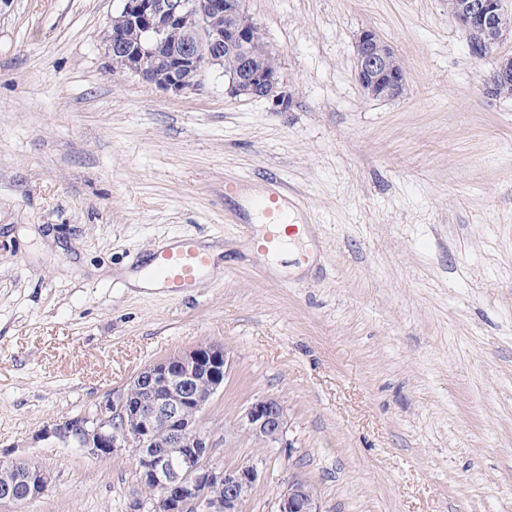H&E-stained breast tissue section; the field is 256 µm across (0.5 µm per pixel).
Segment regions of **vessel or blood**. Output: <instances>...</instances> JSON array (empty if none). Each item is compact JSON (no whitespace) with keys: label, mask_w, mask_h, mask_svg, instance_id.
<instances>
[{"label":"vessel or blood","mask_w":512,"mask_h":512,"mask_svg":"<svg viewBox=\"0 0 512 512\" xmlns=\"http://www.w3.org/2000/svg\"><path fill=\"white\" fill-rule=\"evenodd\" d=\"M250 209L263 224L271 228L262 244L256 247V254L268 258L280 252L286 247L287 241L280 233L274 232L273 227L283 223L288 211V193L283 185L273 184L255 197ZM212 270L209 254L195 239L184 236L159 245L142 267L141 273L152 286L178 297L186 290L201 287Z\"/></svg>","instance_id":"1"}]
</instances>
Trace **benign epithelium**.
I'll use <instances>...</instances> for the list:
<instances>
[{"label": "benign epithelium", "instance_id": "7a95c632", "mask_svg": "<svg viewBox=\"0 0 512 512\" xmlns=\"http://www.w3.org/2000/svg\"><path fill=\"white\" fill-rule=\"evenodd\" d=\"M122 18L136 38L107 30L106 51L113 68L174 94L199 91L206 74L224 67V51L247 43L258 27L245 12L244 0H120ZM475 36L473 54L512 34V13L504 0H462L455 17ZM178 33L181 40L170 37ZM392 46L366 29L355 40V78L383 98L400 96L406 71L387 61ZM512 75L498 68L486 79L483 93L494 96L498 83ZM286 82L280 71L256 67L242 59L227 78L232 96L267 100L288 108ZM229 365L224 347L201 344L155 361L127 385L95 405L90 413L65 417L44 427L36 438L76 448L96 459L129 455L140 482L159 491L150 502L133 496L127 512H245L261 479L257 464L225 466L213 456V443L200 426V414L223 387ZM286 408L275 397L253 401L236 423V434L266 448L288 447ZM0 505H27L51 484L49 472L26 460H3ZM24 482L26 495L15 491ZM275 512H321L314 486L302 474L288 475L276 497Z\"/></svg>", "mask_w": 512, "mask_h": 512}]
</instances>
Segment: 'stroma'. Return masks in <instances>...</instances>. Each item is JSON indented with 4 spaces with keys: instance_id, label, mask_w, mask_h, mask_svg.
<instances>
[{
    "instance_id": "35a3bbf8",
    "label": "stroma",
    "mask_w": 512,
    "mask_h": 512,
    "mask_svg": "<svg viewBox=\"0 0 512 512\" xmlns=\"http://www.w3.org/2000/svg\"><path fill=\"white\" fill-rule=\"evenodd\" d=\"M119 8L0 0V457L52 476L0 512H125L133 459L36 435L201 344L230 361L201 418L214 456L262 472L246 512H273L292 471L321 512H512V97L481 92L512 37L475 58L448 0H246L282 111L219 68L181 95L113 69ZM367 28L401 97L355 80ZM268 176L309 230L278 269L238 219ZM181 235L216 253L205 288L132 287ZM266 396L287 447L233 432Z\"/></svg>"
}]
</instances>
